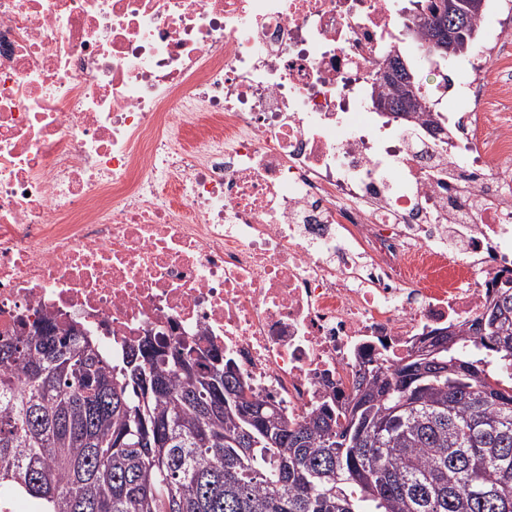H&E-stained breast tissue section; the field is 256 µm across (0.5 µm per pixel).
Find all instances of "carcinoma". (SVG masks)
Here are the masks:
<instances>
[{
	"instance_id": "cac0c4a2",
	"label": "carcinoma",
	"mask_w": 512,
	"mask_h": 512,
	"mask_svg": "<svg viewBox=\"0 0 512 512\" xmlns=\"http://www.w3.org/2000/svg\"><path fill=\"white\" fill-rule=\"evenodd\" d=\"M380 80L391 111L405 65ZM0 341V486L38 512H512V280L466 328L356 369L297 419L244 394L224 351L154 341L112 361L73 325Z\"/></svg>"
}]
</instances>
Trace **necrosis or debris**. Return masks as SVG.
<instances>
[{
  "label": "necrosis or debris",
  "instance_id": "1",
  "mask_svg": "<svg viewBox=\"0 0 512 512\" xmlns=\"http://www.w3.org/2000/svg\"><path fill=\"white\" fill-rule=\"evenodd\" d=\"M411 0H0V335L213 344L302 416L512 277V26L416 140L378 111Z\"/></svg>",
  "mask_w": 512,
  "mask_h": 512
}]
</instances>
